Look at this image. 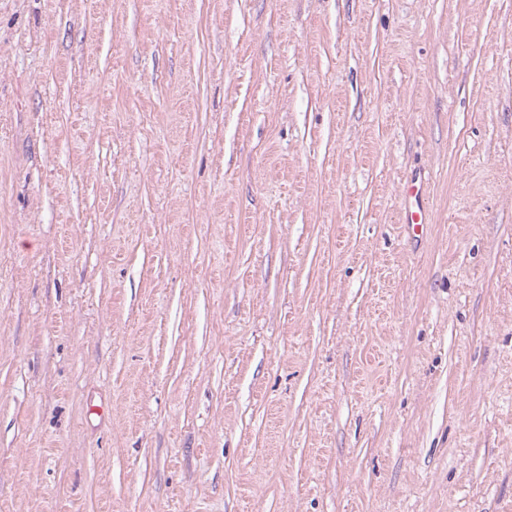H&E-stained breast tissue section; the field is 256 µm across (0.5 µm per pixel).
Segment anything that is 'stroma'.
I'll list each match as a JSON object with an SVG mask.
<instances>
[{
	"instance_id": "stroma-1",
	"label": "stroma",
	"mask_w": 512,
	"mask_h": 512,
	"mask_svg": "<svg viewBox=\"0 0 512 512\" xmlns=\"http://www.w3.org/2000/svg\"><path fill=\"white\" fill-rule=\"evenodd\" d=\"M0 512H512V0H0ZM430 177L414 174L407 176L401 185L398 223L408 238L421 241L427 234L430 221Z\"/></svg>"
}]
</instances>
